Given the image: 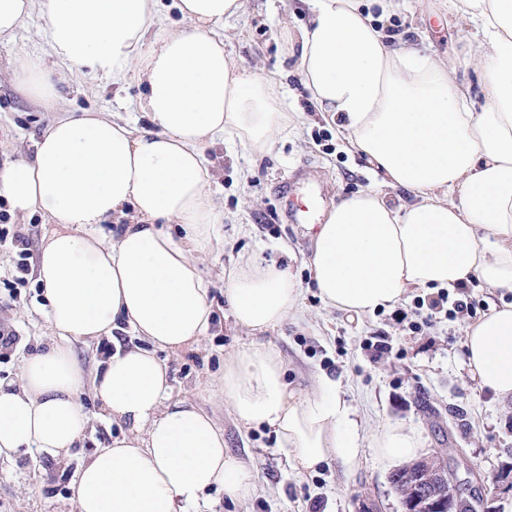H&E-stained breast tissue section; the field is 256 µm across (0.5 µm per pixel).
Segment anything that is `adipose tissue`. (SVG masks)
Instances as JSON below:
<instances>
[{
	"instance_id": "ef3b65f1",
	"label": "adipose tissue",
	"mask_w": 512,
	"mask_h": 512,
	"mask_svg": "<svg viewBox=\"0 0 512 512\" xmlns=\"http://www.w3.org/2000/svg\"><path fill=\"white\" fill-rule=\"evenodd\" d=\"M158 2L0 0L1 42L32 15L43 20L49 59L16 56L12 72L32 102L57 105L59 63L116 83L135 75L147 119L139 128L57 105L33 153L0 167L11 213L54 226L33 269L53 339L23 357L17 379H0V459L67 457L91 425L86 392L131 425L73 476L75 512H182L213 488L232 501L255 489L215 419L172 398L158 354L193 348L211 325L213 282L200 259L224 245V207L204 147L226 140L269 154L297 115L280 81L227 49L226 28L249 0H173L184 27ZM300 2L296 73L313 112L384 176L309 227L307 264L323 304L359 317L413 291L482 281L498 300L465 329L466 365L482 389L512 400V0H449L457 23L473 29L451 63L412 40L386 42L383 21L400 7L424 10V0ZM470 70L477 84L461 80ZM398 187L414 203L392 205L387 191ZM111 219L125 226L107 240L96 228ZM224 295L236 324L257 336L297 318L303 290L258 250L225 267ZM126 327L145 347L115 341ZM105 338L111 350L86 370L74 343ZM218 388L241 426L272 431L298 473L358 454L360 419L335 380L316 376L314 394H299L270 345L225 356ZM373 445L391 467L416 456L422 439L388 424Z\"/></svg>"
}]
</instances>
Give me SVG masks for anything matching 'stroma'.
<instances>
[{
  "instance_id": "obj_1",
  "label": "stroma",
  "mask_w": 512,
  "mask_h": 512,
  "mask_svg": "<svg viewBox=\"0 0 512 512\" xmlns=\"http://www.w3.org/2000/svg\"><path fill=\"white\" fill-rule=\"evenodd\" d=\"M398 31L406 38H424L436 54L452 58L469 37L455 27L446 0H429L428 13L397 14ZM299 15L285 14L280 0H251L248 13L232 21L231 49L241 64L260 67L264 74L288 82L294 93L303 88L294 75L297 57L290 54L281 24L299 25ZM42 25L32 15L8 47L0 46V165L30 153L51 113L19 93L8 81L16 54L48 57L49 49L38 37ZM60 102L72 111L121 116L145 125L135 106L141 93L134 76L118 84L87 71L59 67ZM301 132H285L272 153L262 157L236 152L228 145L207 148L217 179L212 186L224 203L223 253L204 259V267L221 277L237 254L262 250L265 258L291 263L306 286L299 321H286L265 339L280 351L287 381L302 394L314 392L313 377L325 374L336 380L339 395L364 421L360 451L349 465L331 462L308 475H298L264 428H240L223 401L207 387L224 372L225 355L252 341L236 325L223 289H215L213 329L191 351L165 355L174 398H189L213 413L224 427V440L252 464L256 491L240 501H229L223 491H211L208 503L186 512H309L320 501L321 512H404L391 488L389 469L378 457L373 437L387 423L420 432L425 453L448 448L447 467L468 478L463 491L471 512H512V489L490 494L502 464H512V402H502L472 379L464 357V325L438 315L435 325L416 334L393 326L390 311L352 318L327 309L303 259L311 241L301 224L288 223L277 185L292 167L314 170L330 190L320 210L343 196L374 184L375 173L361 157L349 152L335 129L317 122L311 113L299 118ZM249 167L253 176L242 183L239 170ZM0 321L13 325L20 336L17 346L0 356V378L17 374L23 354L48 341L50 331L43 298L35 280L9 291L0 281ZM385 334L391 356L373 361L361 348L365 338ZM82 404L91 428L65 461L45 455L25 454L0 462V512H75L69 482L60 474H74L99 446L127 433V423L103 415L91 399Z\"/></svg>"
}]
</instances>
